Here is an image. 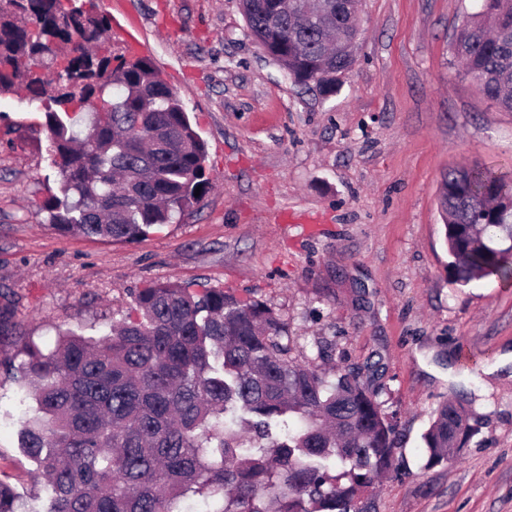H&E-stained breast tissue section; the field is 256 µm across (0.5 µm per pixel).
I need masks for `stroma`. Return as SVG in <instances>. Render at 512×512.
I'll use <instances>...</instances> for the list:
<instances>
[{"mask_svg": "<svg viewBox=\"0 0 512 512\" xmlns=\"http://www.w3.org/2000/svg\"><path fill=\"white\" fill-rule=\"evenodd\" d=\"M82 2L177 93L212 187L135 241L63 233L43 210L61 186L44 128L57 105L0 94V293L19 332L46 350L67 330L104 337L157 282L264 302L298 360L374 367L402 445L376 512H512V284L452 283L439 206L448 169H512V112L449 50L480 0H363L356 62L326 99L265 53L239 0ZM16 391L0 376V481L37 504L45 487L17 446ZM449 400L479 431L428 469L421 436Z\"/></svg>", "mask_w": 512, "mask_h": 512, "instance_id": "obj_1", "label": "stroma"}]
</instances>
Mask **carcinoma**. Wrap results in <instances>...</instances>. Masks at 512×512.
I'll list each match as a JSON object with an SVG mask.
<instances>
[{"label":"carcinoma","mask_w":512,"mask_h":512,"mask_svg":"<svg viewBox=\"0 0 512 512\" xmlns=\"http://www.w3.org/2000/svg\"><path fill=\"white\" fill-rule=\"evenodd\" d=\"M250 33L293 81L326 99L355 63L361 0H240ZM111 20L76 0H0V92L17 85L61 112L46 129L62 196L45 201L66 233L134 240L200 202L206 146L151 58L105 44ZM462 75L512 112V0H481L450 42ZM92 112L84 136L64 121ZM200 196H194L196 187ZM439 205L452 282L512 279V173L483 165L444 176ZM280 316L222 288L152 283L103 338L72 331L44 351L18 339L35 410L19 448L46 499L0 482V512H375L395 469L396 426L381 387L356 368L328 377L290 357ZM445 402L422 434L424 467L456 458L477 428Z\"/></svg>","instance_id":"cac0c4a2"}]
</instances>
